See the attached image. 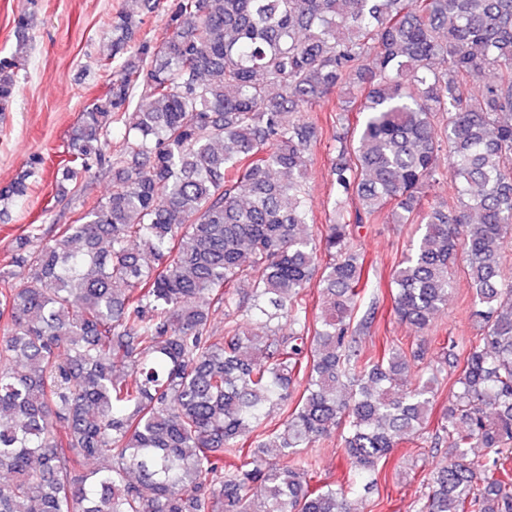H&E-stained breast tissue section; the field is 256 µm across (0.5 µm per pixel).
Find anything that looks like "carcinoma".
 <instances>
[{"mask_svg": "<svg viewBox=\"0 0 512 512\" xmlns=\"http://www.w3.org/2000/svg\"><path fill=\"white\" fill-rule=\"evenodd\" d=\"M150 9L122 0L112 16L118 68L57 170L61 200L95 169L112 171L110 192L49 237L28 225L0 269V512H359L349 494L378 487L393 449L426 428L446 368L448 460L416 512H512V0H174L165 36L134 46ZM32 26L14 19L0 112ZM344 86L318 243L305 190L316 125L285 116ZM40 163L0 189V215ZM443 180L451 201L424 203ZM387 208L420 225L393 273L400 319L429 328L465 262L483 333L443 342L439 367L417 368L418 350L356 349L368 282L352 229ZM215 312L262 331L229 319L218 335ZM335 432L348 475L313 485L307 449Z\"/></svg>", "mask_w": 512, "mask_h": 512, "instance_id": "1", "label": "carcinoma"}]
</instances>
